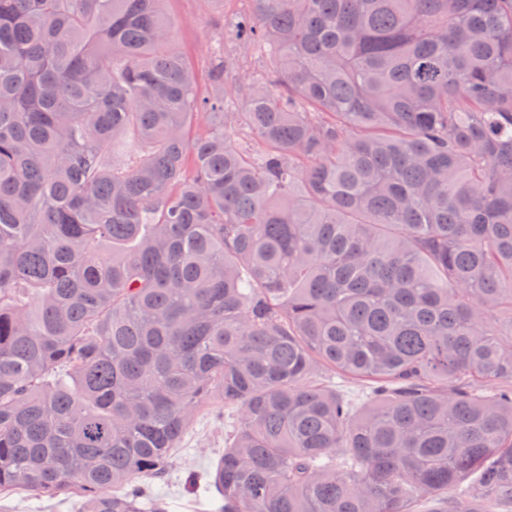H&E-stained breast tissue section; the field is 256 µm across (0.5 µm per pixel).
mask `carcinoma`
<instances>
[{
	"instance_id": "1",
	"label": "carcinoma",
	"mask_w": 512,
	"mask_h": 512,
	"mask_svg": "<svg viewBox=\"0 0 512 512\" xmlns=\"http://www.w3.org/2000/svg\"><path fill=\"white\" fill-rule=\"evenodd\" d=\"M166 2L0 0V512H512V0ZM167 14L174 34V46L192 64L199 90L205 91L210 80L211 49L224 36L228 51L235 50L233 35L223 28L222 13L211 0H169ZM182 448L176 455L171 475L166 481H154L152 487L167 492L176 507L172 512H193L188 507L192 493L184 487V478L189 470L203 471L224 451V425L212 421L207 410L198 413L188 430ZM9 499L16 508L14 512H74L69 500L63 495L49 499L20 491L11 495Z\"/></svg>"
}]
</instances>
